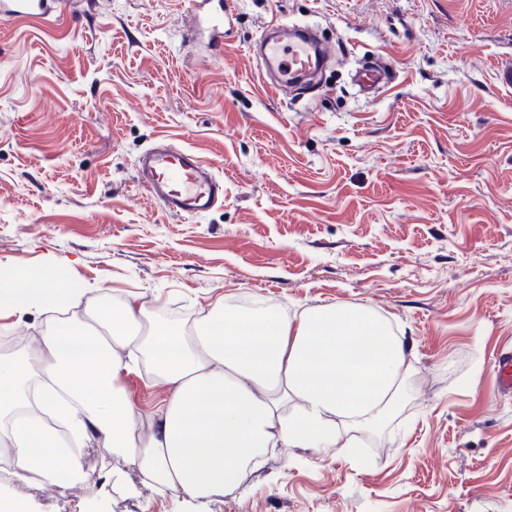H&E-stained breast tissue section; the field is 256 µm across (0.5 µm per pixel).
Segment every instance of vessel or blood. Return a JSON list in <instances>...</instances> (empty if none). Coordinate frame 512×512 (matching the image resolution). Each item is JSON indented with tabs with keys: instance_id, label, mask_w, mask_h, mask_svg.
Masks as SVG:
<instances>
[{
	"instance_id": "obj_1",
	"label": "vessel or blood",
	"mask_w": 512,
	"mask_h": 512,
	"mask_svg": "<svg viewBox=\"0 0 512 512\" xmlns=\"http://www.w3.org/2000/svg\"><path fill=\"white\" fill-rule=\"evenodd\" d=\"M191 47L223 51L225 24L229 12L224 0H191ZM74 0H0V20L27 19L47 22L72 9ZM270 34L262 42L264 68L260 72L263 87L285 96L308 76L318 61L333 53L322 36L309 27H288L269 23ZM389 79V67L381 63L361 71L357 81L365 90L383 87ZM137 182L165 211L202 213L224 200V180L200 156L190 150L173 147L153 148L143 156L137 169ZM499 391L512 394V353L495 360Z\"/></svg>"
}]
</instances>
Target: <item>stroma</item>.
<instances>
[{
	"mask_svg": "<svg viewBox=\"0 0 512 512\" xmlns=\"http://www.w3.org/2000/svg\"><path fill=\"white\" fill-rule=\"evenodd\" d=\"M223 56L190 47L189 0H81L0 21V267H55L152 319L258 298L287 314L362 305L404 336L407 392L341 448H278L210 500L158 493L105 448L94 490L0 479L31 512H512V0H226ZM317 25L321 82L267 94L251 47ZM380 60L391 82L355 74ZM168 141L224 204L162 210L136 183ZM498 390L512 394V353H501L495 360Z\"/></svg>",
	"mask_w": 512,
	"mask_h": 512,
	"instance_id": "35a3bbf8",
	"label": "stroma"
}]
</instances>
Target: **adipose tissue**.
Wrapping results in <instances>:
<instances>
[{
  "instance_id": "obj_1",
  "label": "adipose tissue",
  "mask_w": 512,
  "mask_h": 512,
  "mask_svg": "<svg viewBox=\"0 0 512 512\" xmlns=\"http://www.w3.org/2000/svg\"><path fill=\"white\" fill-rule=\"evenodd\" d=\"M57 311L25 353L0 356V448L20 478L92 486L103 446L160 492L205 499L238 488L275 448H347L337 421L375 427L410 376L405 341L363 307L291 317L215 305L197 323L144 322L45 268L0 274V313ZM145 368L167 398L142 413L122 379Z\"/></svg>"
}]
</instances>
